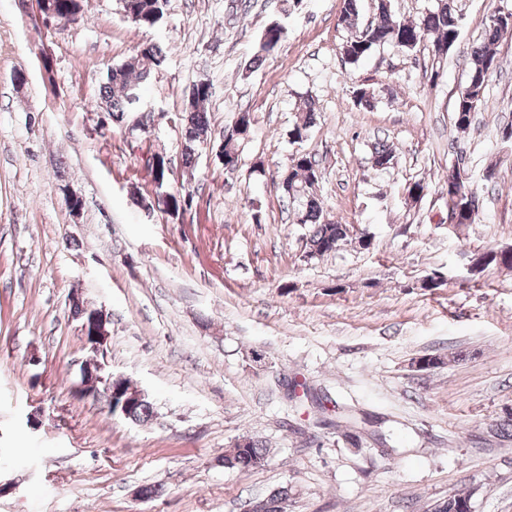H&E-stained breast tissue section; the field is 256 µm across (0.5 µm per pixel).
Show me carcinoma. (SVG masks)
<instances>
[{"instance_id":"carcinoma-1","label":"carcinoma","mask_w":512,"mask_h":512,"mask_svg":"<svg viewBox=\"0 0 512 512\" xmlns=\"http://www.w3.org/2000/svg\"><path fill=\"white\" fill-rule=\"evenodd\" d=\"M141 14L139 25L152 28L163 18L168 0H132ZM361 0H344L338 24L349 31H355L342 46L343 57L350 65L364 60L373 50L392 45L403 52H412L424 42L429 43L432 55L440 58L452 49L459 38L461 9L458 0H434L430 9L418 23L399 20L392 9L391 0H377L375 20L362 25ZM47 10L52 16L62 18L82 12V0H47ZM512 32V12L499 11L492 15L486 27V42L471 48L468 54V81L458 95L454 106V122L458 129L466 130L471 124L472 114L485 103V90L491 74L500 67L499 59L492 46L506 34ZM285 28L278 22L270 23L263 31L253 63L258 64L282 41ZM156 67L165 62L163 49L155 43L138 47L136 56L120 66L111 67L99 85V95L107 105V117L114 123H122L126 114L139 108L140 81L146 77V70L140 68L142 61ZM192 96L191 109L182 117L181 138L182 158L186 167L195 165L198 148L211 135V126L206 110L210 97V86L200 81L189 90ZM358 105L371 109L377 102L375 91L359 85L354 90ZM302 116L292 136L299 140L312 126L315 116V101L306 98L300 108ZM235 132L230 134L221 147L224 163L236 165L240 162V134L251 130L252 116L247 111L238 113ZM153 180L157 189H162L169 180L170 168L162 154H155ZM394 159L393 151L385 144L373 147L372 167L377 170L388 168ZM319 165L315 158L305 152H298L290 159L288 174V197L300 201V223L308 226L305 241V258L312 260L337 250L348 237V225L333 222L323 214V208L316 194ZM446 183L454 188L455 207L462 212L478 214L479 199L471 187L464 169L457 165L448 167ZM483 265H497L512 269V254L488 250L482 253ZM133 417L142 424L149 423L155 408L151 399L138 403L132 411ZM269 451L258 438H245L224 454L223 464L227 469L247 471L266 464ZM290 496V489L281 487L266 498L251 501L246 512H284V503ZM431 512H470V498L463 493H454L437 502Z\"/></svg>"}]
</instances>
